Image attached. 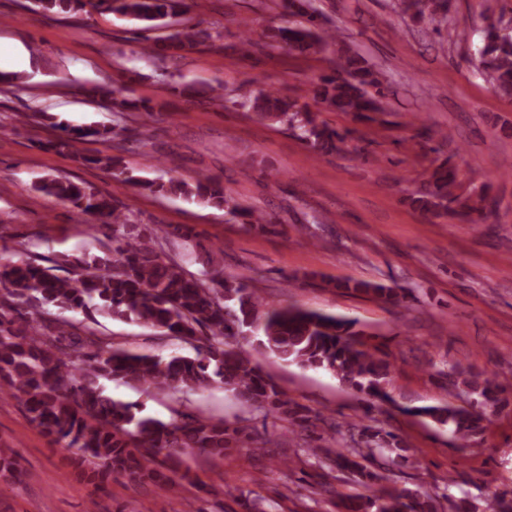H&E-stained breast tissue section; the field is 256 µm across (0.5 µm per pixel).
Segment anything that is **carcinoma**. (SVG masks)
Instances as JSON below:
<instances>
[{
    "mask_svg": "<svg viewBox=\"0 0 512 512\" xmlns=\"http://www.w3.org/2000/svg\"><path fill=\"white\" fill-rule=\"evenodd\" d=\"M183 0H38L42 12L71 14L88 8L110 11L141 22L163 20L176 13ZM450 0H399L400 9L417 20L429 19L434 30H448V38H461L465 29L448 26ZM292 14L306 24L275 29L272 42L305 56L327 53L337 42L335 31L316 22L311 0H288ZM204 30L179 32L168 49L189 51L206 44ZM479 65L489 80L512 96V35L494 22L485 29ZM389 85L383 74L360 54L340 50L331 71L311 88L313 100L326 110L352 115L358 120L385 112ZM250 108L263 120L287 122L301 130V139L316 155L338 149L344 135L319 113L278 91L256 96ZM61 135L54 147L76 150L77 140L112 136L108 128L70 129L58 125ZM115 177L141 185L163 196L181 197L223 208L251 227L270 224L261 212L236 202L217 180L204 177L188 182L178 176L163 181H142L125 175L117 156L83 157ZM88 215L106 228L99 253L64 256L62 263L43 266L28 256L13 260L0 255V394L14 398L31 423L54 442L74 450L86 477L101 484L118 474L134 483L163 486L186 478L176 459L186 453L222 456L250 437L245 429L205 416L181 415L175 423L136 415L137 405L113 398L99 386L106 379L157 392L206 390L224 385L251 411L273 414L307 436L320 426L334 431L336 422L313 414L294 403L253 362L241 336L253 333L247 343L285 364L323 370L347 389L379 401L385 391L389 363L362 349V332L335 315L297 306H270L256 291L238 279L198 277L169 257L164 249L168 231L162 226L138 227L112 199L46 176L34 185ZM411 204L434 215H452L468 223L486 221L491 208L485 191L463 189L444 158L435 164ZM66 269V275L55 271ZM332 286L387 302L398 303L401 292L382 281L334 282ZM93 307L103 315L149 326L163 336L196 342V356L149 355L131 352L86 327H75L64 316ZM455 390L468 395L467 406L452 403L420 410L440 426L452 428L469 442L483 431L487 415L509 404L506 388L495 372L448 364L441 372ZM381 430L363 426L358 437L342 448H310L321 464L350 471L366 484L376 478L368 464L376 462L383 447L375 438ZM342 512H440L442 505L428 492L384 489L373 495L339 496ZM487 512H512V497L493 495Z\"/></svg>",
    "mask_w": 512,
    "mask_h": 512,
    "instance_id": "obj_1",
    "label": "carcinoma"
}]
</instances>
